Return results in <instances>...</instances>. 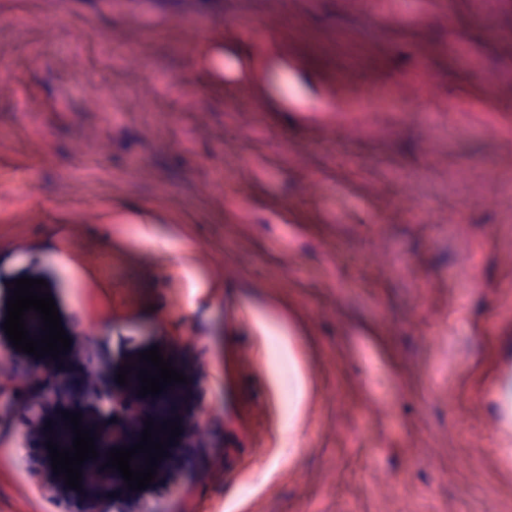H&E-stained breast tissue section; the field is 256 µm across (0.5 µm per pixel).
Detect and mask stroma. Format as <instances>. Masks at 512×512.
<instances>
[{
	"label": "stroma",
	"instance_id": "35a3bbf8",
	"mask_svg": "<svg viewBox=\"0 0 512 512\" xmlns=\"http://www.w3.org/2000/svg\"><path fill=\"white\" fill-rule=\"evenodd\" d=\"M441 4L452 26L422 21ZM394 6L404 23L379 33L350 0H0V322L10 282L46 280L65 332L98 333L94 362L160 347L187 418L214 413L207 442L146 489L118 485L111 512H512V434L495 429L511 412L512 0L491 36L472 0ZM267 14L279 24L256 30ZM423 67L437 79L417 116ZM375 84L391 111H353ZM470 175L491 205L468 202ZM242 349L256 363L225 379ZM230 417L257 440L224 473ZM18 450L5 512H85Z\"/></svg>",
	"mask_w": 512,
	"mask_h": 512
}]
</instances>
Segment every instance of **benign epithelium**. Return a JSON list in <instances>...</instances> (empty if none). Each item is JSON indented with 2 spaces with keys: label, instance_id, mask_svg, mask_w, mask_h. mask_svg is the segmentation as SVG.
Returning <instances> with one entry per match:
<instances>
[{
  "label": "benign epithelium",
  "instance_id": "1",
  "mask_svg": "<svg viewBox=\"0 0 512 512\" xmlns=\"http://www.w3.org/2000/svg\"><path fill=\"white\" fill-rule=\"evenodd\" d=\"M71 345L69 350L68 366L62 373L58 372L56 364L48 356L37 359L32 355L20 352L11 346L0 352V358L8 363L16 361L21 357L25 362L28 385L22 389L8 381L0 380V398L7 401L12 414L20 413L28 420V425L22 433L23 441L28 446L44 448L47 440L48 418L42 412L41 405L48 402L54 403L62 411L82 413V425L110 436L112 439H119L125 447H131L138 443V439L126 434V430L137 425L145 427V420L137 416L131 410L124 407L118 399H129L137 397V390L140 384L137 381L135 371L142 367L138 363L133 367L134 373L128 375V384L122 386L112 377L96 366L87 365L81 370L73 367L72 358L79 353H87L97 342L98 336L87 332L81 336H70ZM120 411L124 417L121 427L111 422L114 411ZM181 434L171 442L166 449L168 456L158 461L156 472H169L176 466V453L186 437L185 419L178 420ZM84 477H82V490L77 491L65 485V479L53 473L51 461H45L41 472L47 486L54 491H62L72 498L82 499L89 502H98L108 499L112 488L124 479L117 470H112V479L105 482H96L92 479L94 475H101L104 472L101 460L89 459L82 466Z\"/></svg>",
  "mask_w": 512,
  "mask_h": 512
}]
</instances>
